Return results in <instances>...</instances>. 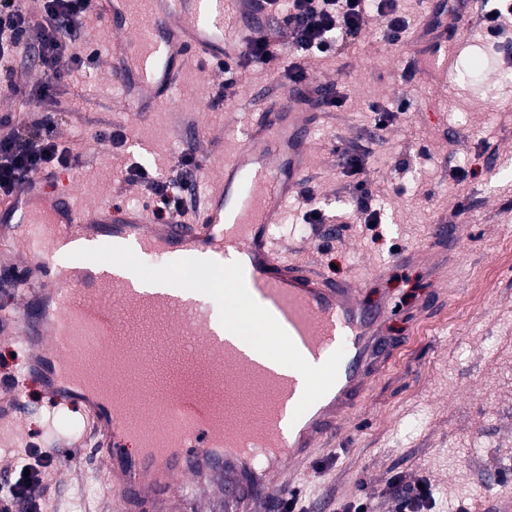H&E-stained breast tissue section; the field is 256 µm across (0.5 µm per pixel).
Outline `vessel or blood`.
Here are the masks:
<instances>
[{"instance_id": "vessel-or-blood-1", "label": "vessel or blood", "mask_w": 512, "mask_h": 512, "mask_svg": "<svg viewBox=\"0 0 512 512\" xmlns=\"http://www.w3.org/2000/svg\"><path fill=\"white\" fill-rule=\"evenodd\" d=\"M112 31L108 55L128 111L171 102L191 61L233 57L238 42L268 31L270 12L255 0H99ZM333 84L292 85L241 117L236 148L224 157L205 204L192 221L157 220L121 203L84 205L39 174L0 202V223L28 225L22 303L0 316V333L20 336L29 371L44 372L56 397H78L74 364L61 338L92 346L113 364L167 370L171 389L158 401L170 414L154 437L119 441L112 411L90 401L96 450L112 470L118 512L185 498L176 477L218 479L232 512H272L284 459L305 461L335 438L341 418L384 372L400 345L379 336L384 309H366L352 282L332 281L309 263L283 258L272 229L283 219L309 168V128L318 96ZM89 231L97 250L61 268L68 233ZM173 260L179 275L135 267L139 256ZM224 277L225 303L258 302L256 329L281 351L279 363L253 358L226 331L198 287ZM265 411L248 418L242 397Z\"/></svg>"}]
</instances>
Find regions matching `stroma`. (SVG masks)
I'll return each instance as SVG.
<instances>
[{
	"mask_svg": "<svg viewBox=\"0 0 512 512\" xmlns=\"http://www.w3.org/2000/svg\"><path fill=\"white\" fill-rule=\"evenodd\" d=\"M438 3L399 0L408 30L397 44H388L384 21L373 16L367 38L309 61L313 79L334 81L342 104L321 110L312 126L306 183L342 222L324 234L322 225L305 222L306 206L295 197L281 228L286 255L354 282L366 307L388 304L382 333L406 349L364 391L335 439L297 469L292 487L305 512H315L318 500L331 508L369 496L376 512H398L383 491L390 473L429 484L433 498L424 512H499L500 493L512 492V29L488 35L483 0H471L446 72L431 70L420 36ZM222 80L190 63L179 96L139 117L125 112L105 68L79 70L55 105L30 110L0 98V118L11 119L0 121V137L21 121L51 125L72 152L56 174L86 204L143 200L144 188L126 180L128 167L165 171L178 153H194L199 165L184 174L195 186L185 202L191 214L224 160L226 128L238 113L258 111L261 94L290 84L287 70L244 66L231 100L210 109ZM375 104L393 112L385 129L374 125ZM118 127L128 136L124 147L100 141ZM340 147L366 158L381 217L375 229L358 221ZM439 224L449 233L436 258L430 251ZM404 250L424 258L402 262ZM26 359L12 337L0 335V376L11 375L16 397L0 407V464L77 449L80 469H50L47 512H113L112 483L96 435L82 427L83 412L73 406L59 420Z\"/></svg>",
	"mask_w": 512,
	"mask_h": 512,
	"instance_id": "obj_1",
	"label": "stroma"
}]
</instances>
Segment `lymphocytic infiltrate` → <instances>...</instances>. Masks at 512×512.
<instances>
[{
	"instance_id": "1",
	"label": "lymphocytic infiltrate",
	"mask_w": 512,
	"mask_h": 512,
	"mask_svg": "<svg viewBox=\"0 0 512 512\" xmlns=\"http://www.w3.org/2000/svg\"><path fill=\"white\" fill-rule=\"evenodd\" d=\"M43 21L32 26L20 0H0V69L6 79L0 83V93L41 105L56 99L59 89L71 72L85 66L84 58L71 52V45L83 35V19L91 0H40ZM398 0H289L279 6L278 0H262V8L282 9L280 30L267 32L246 41L239 57L225 61L224 70L233 66L253 65L265 70L280 66L279 54L273 48L280 34L290 37L291 61L288 78L296 84L308 81L305 59L335 52L340 41L355 39L365 30V15L375 9L386 27L388 42L402 39L405 20L397 13ZM33 36L38 63L45 75L42 83L23 82L12 66L15 46L25 36ZM69 148L61 146L51 128L38 131L34 140L11 134L0 138V197L9 196L26 178L42 171L67 166ZM190 154L176 157L171 176L165 177L141 165L130 167L127 179L144 185L151 194L150 207L161 217L184 214L185 207L179 195V173L194 165ZM15 478L0 486V512H13L24 505L26 512H40L41 503L36 489L42 488L44 472L34 469L24 472L16 468Z\"/></svg>"
}]
</instances>
